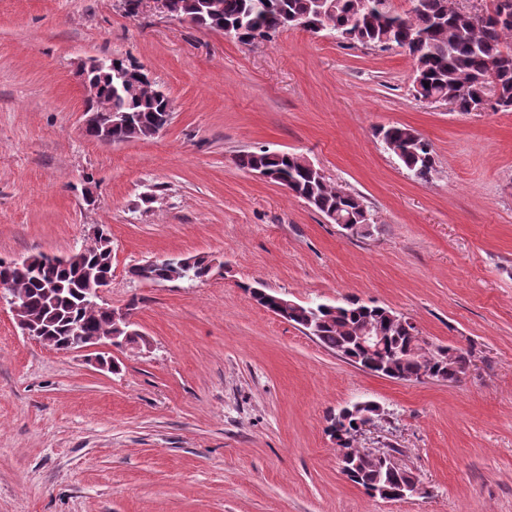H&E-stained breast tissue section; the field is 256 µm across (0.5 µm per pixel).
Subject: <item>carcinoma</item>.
Returning <instances> with one entry per match:
<instances>
[{"label": "carcinoma", "instance_id": "carcinoma-1", "mask_svg": "<svg viewBox=\"0 0 512 512\" xmlns=\"http://www.w3.org/2000/svg\"><path fill=\"white\" fill-rule=\"evenodd\" d=\"M176 15L198 27L219 31L241 44H249L254 34L269 41L289 29L292 21L305 24V30L318 34L329 31L350 45L403 48L415 62L414 97L420 101L451 96L455 109L472 112L477 99L485 93L486 79L499 87V110L512 111V19L502 18V11H512V0H494L479 21L460 11L455 0H419L404 12L381 6L382 0H327L328 12L316 15L315 0H174ZM96 83L95 107L101 123L112 126L114 143L153 138L163 111L171 109L169 97L159 94L157 84H146L132 93L114 89L112 83L92 73ZM128 115L126 125H112V113ZM384 144L409 170L413 177L427 181L435 171V158L429 143L413 128L392 125L379 130ZM237 166L254 171L266 170L273 181L322 213L336 224H352L354 235L369 237L376 230L374 216L363 198L331 184L327 179L304 168L293 153L267 150L244 152L236 157ZM25 270L14 268L0 259V276L24 302L23 316L42 328L44 344L55 350L76 338L112 334L108 312L88 298L87 279L112 277V246L107 230H102L93 244L53 261L44 253L29 256ZM129 276L138 281L168 282L178 277L176 269L163 261L148 267L133 265ZM253 300L263 308L275 303L281 294L264 285L249 288ZM395 312L377 305L348 300L343 305L306 303L288 308L286 321L305 330L315 328L314 337L360 367L382 376L418 380L426 361L417 353L404 352L425 340L411 334ZM379 326L385 336L390 356L368 351L358 344V331ZM469 352L441 346L433 367L440 380L453 382L465 374ZM353 484L365 491L388 488L392 491L409 480L412 472L391 471L360 461L353 465Z\"/></svg>", "mask_w": 512, "mask_h": 512}]
</instances>
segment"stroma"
<instances>
[{
  "label": "stroma",
  "mask_w": 512,
  "mask_h": 512,
  "mask_svg": "<svg viewBox=\"0 0 512 512\" xmlns=\"http://www.w3.org/2000/svg\"><path fill=\"white\" fill-rule=\"evenodd\" d=\"M90 57L145 66L172 120L105 144L82 127ZM402 49L324 31L244 45L122 0H0V259L112 240L103 297L147 349L55 351L0 307V512H512V112L462 113L412 94ZM405 125L436 171L415 180L377 136ZM304 156L378 218L349 236L243 151ZM200 255L196 282L127 271ZM356 298L471 353L460 382L390 379L254 302ZM378 402L360 447L394 454L419 495L384 500L340 472L331 415Z\"/></svg>",
  "instance_id": "1"
}]
</instances>
